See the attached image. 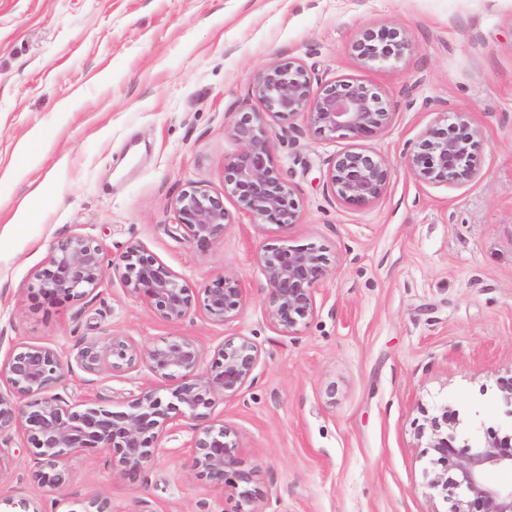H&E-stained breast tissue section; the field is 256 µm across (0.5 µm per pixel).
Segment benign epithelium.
Masks as SVG:
<instances>
[{
	"label": "benign epithelium",
	"mask_w": 512,
	"mask_h": 512,
	"mask_svg": "<svg viewBox=\"0 0 512 512\" xmlns=\"http://www.w3.org/2000/svg\"><path fill=\"white\" fill-rule=\"evenodd\" d=\"M408 47L394 28L368 31L355 45L366 62L397 59ZM252 98L231 129L241 150L224 166V194L257 223L281 232L298 223L299 203L275 165V125L300 118L320 135L359 140L389 121L378 94L366 85L340 79L315 88L307 69L294 59L263 70ZM453 117L450 125L448 113H440L436 125L407 150L405 165L418 181L446 185L476 176L481 132L471 126L469 112L456 110ZM388 181L387 160L362 145L335 158L328 174L331 192L350 207L379 201ZM173 209L177 229L199 246L224 238L232 223L224 198L194 184L176 197ZM253 260L264 274L273 328L282 336L297 335L314 313L326 258L313 247L270 244L255 252ZM111 266L123 270L126 283L169 323L185 321L199 305L211 322L227 325L243 308L244 289L235 282L212 283L198 301L187 281L144 246H128L112 263L100 242L81 234L58 240L34 278L45 296L85 299ZM259 358V347L246 336L225 340L207 369L202 349L188 336H171L143 348L114 334L84 342L71 359L48 345L14 343L0 362V384L7 386V392H0V445L22 435L38 460L34 480L63 495L70 473L60 464L81 449L101 448L119 465L140 470L151 463L165 434L184 429L189 433L185 466L213 486L238 490L235 512H264L252 474L242 468L239 437L215 414L220 403L238 397L253 380ZM76 367L89 374L143 367L155 383L131 396L124 410L114 411L94 400L72 402L57 392ZM497 389L504 406L501 423L486 428L477 444L465 438L458 410L446 403L419 427L418 436L430 452L428 487L449 504L448 512H512V482L496 479L501 472H512V375L498 379ZM0 506L6 512H41L27 499L0 496ZM79 512H112V506L107 497L95 494L83 499Z\"/></svg>",
	"instance_id": "7a95c632"
}]
</instances>
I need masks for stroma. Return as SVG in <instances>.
<instances>
[{
	"instance_id": "1",
	"label": "stroma",
	"mask_w": 512,
	"mask_h": 512,
	"mask_svg": "<svg viewBox=\"0 0 512 512\" xmlns=\"http://www.w3.org/2000/svg\"><path fill=\"white\" fill-rule=\"evenodd\" d=\"M383 27L409 49L363 62L356 42ZM289 58L314 85L354 79L379 93L390 121L364 144L390 178L376 203L343 205L328 173L351 140L300 119L276 126V163L301 209L280 232L225 196L224 166L255 79ZM457 108L483 132L477 175L422 184L404 155ZM45 179L56 202L36 223H14ZM191 183L233 216L205 247L175 225L172 201ZM71 234L112 258L143 245L198 291L235 281L240 315L225 326L199 310L162 321L115 268L92 297L48 299L34 273ZM272 243L327 261L316 310L292 338L273 329L252 259ZM115 334L143 347L188 336L208 365L226 339L258 345L253 382L220 409L266 512H446L427 487L418 428L446 401L477 432L500 411L498 378L512 374V0H0V360L16 342L73 353ZM148 379L77 370L62 392L119 411ZM186 439L166 436L141 471L82 450L65 462L61 496L32 480L38 464L18 437L0 449V489L40 512H76L94 493L112 512H234V490L184 467Z\"/></svg>"
}]
</instances>
